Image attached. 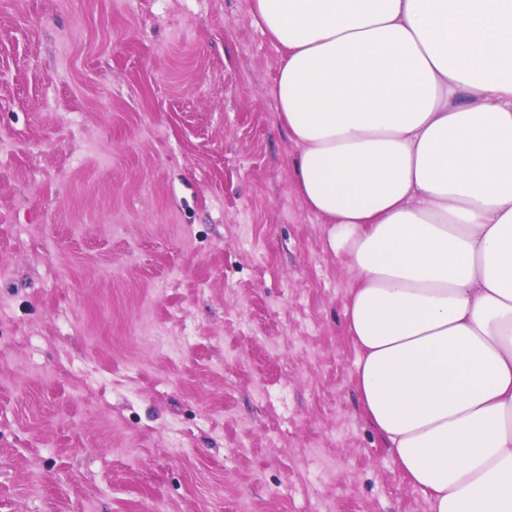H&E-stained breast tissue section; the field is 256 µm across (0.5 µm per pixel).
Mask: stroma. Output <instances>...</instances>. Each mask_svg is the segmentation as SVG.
Masks as SVG:
<instances>
[{"label": "stroma", "mask_w": 512, "mask_h": 512, "mask_svg": "<svg viewBox=\"0 0 512 512\" xmlns=\"http://www.w3.org/2000/svg\"><path fill=\"white\" fill-rule=\"evenodd\" d=\"M281 62L252 0H0V512H430Z\"/></svg>", "instance_id": "35a3bbf8"}]
</instances>
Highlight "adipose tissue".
Returning <instances> with one entry per match:
<instances>
[{"label": "adipose tissue", "instance_id": "1", "mask_svg": "<svg viewBox=\"0 0 512 512\" xmlns=\"http://www.w3.org/2000/svg\"><path fill=\"white\" fill-rule=\"evenodd\" d=\"M364 416L431 512H512V0H254Z\"/></svg>", "mask_w": 512, "mask_h": 512}]
</instances>
